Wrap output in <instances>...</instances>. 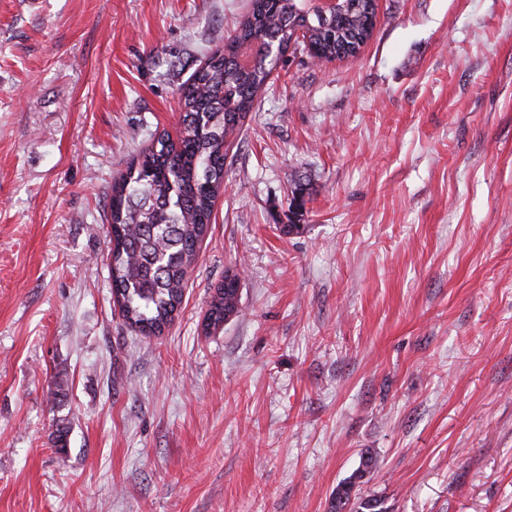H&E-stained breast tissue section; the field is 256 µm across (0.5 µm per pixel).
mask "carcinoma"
Returning <instances> with one entry per match:
<instances>
[{
    "instance_id": "obj_1",
    "label": "carcinoma",
    "mask_w": 512,
    "mask_h": 512,
    "mask_svg": "<svg viewBox=\"0 0 512 512\" xmlns=\"http://www.w3.org/2000/svg\"><path fill=\"white\" fill-rule=\"evenodd\" d=\"M375 0H341L327 15L305 0H250L249 8L209 63L180 87L181 127L176 143L157 137L112 183L109 217L112 295L124 323L142 336H158L174 320L184 282L224 188L230 138L252 111L274 64L242 60L259 40L308 53L320 62L357 55L375 28ZM239 273L227 270L207 303L205 332L239 312ZM366 456L336 487L329 512H388L384 500L363 497L357 483L373 472Z\"/></svg>"
}]
</instances>
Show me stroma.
Here are the masks:
<instances>
[{
  "label": "stroma",
  "mask_w": 512,
  "mask_h": 512,
  "mask_svg": "<svg viewBox=\"0 0 512 512\" xmlns=\"http://www.w3.org/2000/svg\"><path fill=\"white\" fill-rule=\"evenodd\" d=\"M248 3L0 0V512H328L366 453L390 512H512V0H377L357 56L288 53L180 312L124 325L112 182ZM239 273L227 270L224 280L217 284L207 303V320L203 325L205 333L216 330L239 312Z\"/></svg>",
  "instance_id": "obj_1"
}]
</instances>
